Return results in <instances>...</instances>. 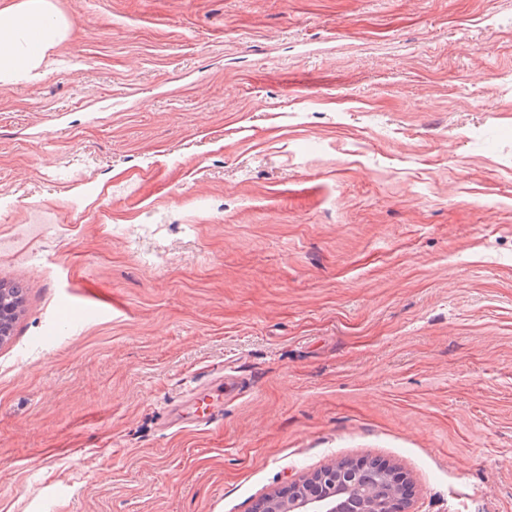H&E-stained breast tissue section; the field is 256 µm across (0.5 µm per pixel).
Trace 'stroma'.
Instances as JSON below:
<instances>
[{
  "label": "stroma",
  "mask_w": 512,
  "mask_h": 512,
  "mask_svg": "<svg viewBox=\"0 0 512 512\" xmlns=\"http://www.w3.org/2000/svg\"><path fill=\"white\" fill-rule=\"evenodd\" d=\"M53 2L0 83V512H251L343 458L512 512V0ZM238 394V382L234 375L224 376L223 383H204L197 386L189 395L188 412L178 415L176 421L189 422L196 426H210L222 415L225 398H235Z\"/></svg>",
  "instance_id": "stroma-1"
}]
</instances>
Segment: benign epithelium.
Returning <instances> with one entry per match:
<instances>
[{"mask_svg": "<svg viewBox=\"0 0 512 512\" xmlns=\"http://www.w3.org/2000/svg\"><path fill=\"white\" fill-rule=\"evenodd\" d=\"M17 307L8 296L0 298V344L11 334L16 321ZM335 491L321 495L310 491L304 495L280 496L277 504L271 499L262 500L257 512H373L366 504L378 488L375 475L355 471L344 481L331 480Z\"/></svg>", "mask_w": 512, "mask_h": 512, "instance_id": "1", "label": "benign epithelium"}]
</instances>
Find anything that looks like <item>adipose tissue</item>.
<instances>
[{
    "mask_svg": "<svg viewBox=\"0 0 512 512\" xmlns=\"http://www.w3.org/2000/svg\"><path fill=\"white\" fill-rule=\"evenodd\" d=\"M68 28L52 0H15L0 8V81L26 78L43 66Z\"/></svg>",
    "mask_w": 512,
    "mask_h": 512,
    "instance_id": "adipose-tissue-1",
    "label": "adipose tissue"
}]
</instances>
